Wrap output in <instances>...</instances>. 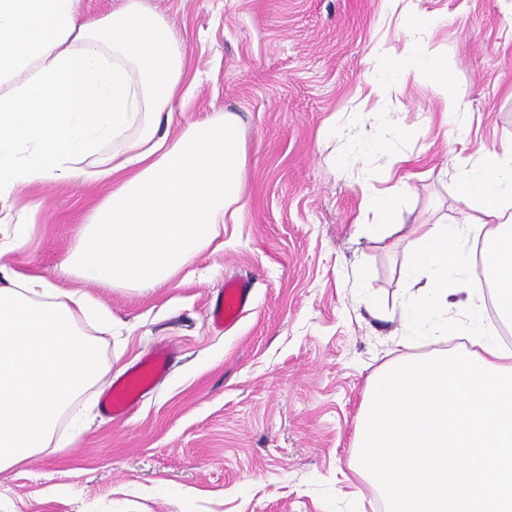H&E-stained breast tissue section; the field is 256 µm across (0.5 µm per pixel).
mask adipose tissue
<instances>
[{"label":"adipose tissue","instance_id":"obj_1","mask_svg":"<svg viewBox=\"0 0 512 512\" xmlns=\"http://www.w3.org/2000/svg\"><path fill=\"white\" fill-rule=\"evenodd\" d=\"M80 0H0V200L51 181L110 186L86 216L61 276L101 288L170 283L237 223L247 184L240 119L219 112L177 135L161 132L186 80L185 52L145 0L87 15ZM371 92L407 77L460 110L446 62L406 38L377 43ZM454 181L480 217L468 224L406 226L403 269L421 288L403 315L407 336L468 337L479 357L512 366L484 323L471 281L470 236L486 235L483 265L512 310V143L467 161ZM32 225L0 220V471L51 445L77 398L106 371L99 337L112 317L89 293L13 269Z\"/></svg>","mask_w":512,"mask_h":512}]
</instances>
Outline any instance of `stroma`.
I'll list each match as a JSON object with an SVG mask.
<instances>
[{"instance_id": "1", "label": "stroma", "mask_w": 512, "mask_h": 512, "mask_svg": "<svg viewBox=\"0 0 512 512\" xmlns=\"http://www.w3.org/2000/svg\"><path fill=\"white\" fill-rule=\"evenodd\" d=\"M147 2L187 55L189 98L173 102L170 131L236 113L247 204L169 284L92 288L112 314L102 337L112 369L83 399L93 408L85 430L62 424L60 447L0 471V512H385L353 467L356 415L374 374L434 346L401 343L410 248L365 230L361 193L401 177L389 223L466 220L455 168L512 141V0L416 4L443 19L426 41L462 103L451 140L429 87L366 98L371 47L406 36L383 0ZM377 140L385 151H368ZM109 191L50 182L11 202L13 219L34 224L15 267L33 254L39 274L81 287L57 268ZM236 277L251 281V304L215 330L210 305ZM161 344L173 348L165 379L112 419L102 400L113 381Z\"/></svg>"}]
</instances>
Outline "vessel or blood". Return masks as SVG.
I'll list each match as a JSON object with an SVG mask.
<instances>
[{
    "mask_svg": "<svg viewBox=\"0 0 512 512\" xmlns=\"http://www.w3.org/2000/svg\"><path fill=\"white\" fill-rule=\"evenodd\" d=\"M252 293L250 281L235 280L226 283L210 312L214 327L218 329L231 327L249 306ZM171 354L172 349L169 345H160L131 370L115 380L104 398V405L109 414L116 418L127 415L138 403L140 397L165 377Z\"/></svg>",
    "mask_w": 512,
    "mask_h": 512,
    "instance_id": "b4317fda",
    "label": "vessel or blood"
}]
</instances>
